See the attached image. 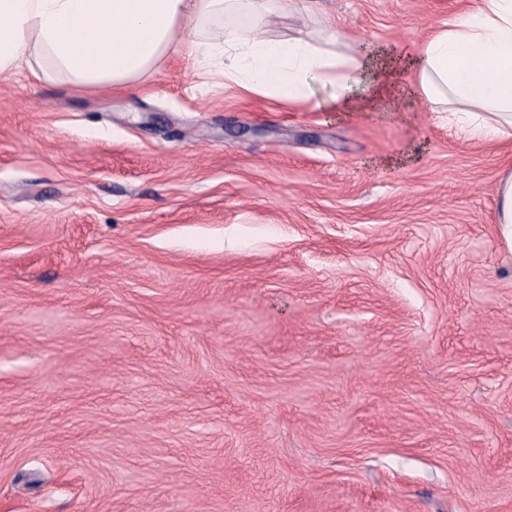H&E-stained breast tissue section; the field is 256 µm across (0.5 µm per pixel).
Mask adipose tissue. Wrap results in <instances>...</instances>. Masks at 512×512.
Returning <instances> with one entry per match:
<instances>
[{
    "mask_svg": "<svg viewBox=\"0 0 512 512\" xmlns=\"http://www.w3.org/2000/svg\"><path fill=\"white\" fill-rule=\"evenodd\" d=\"M313 0H0V75L28 70L79 88L117 89L183 51L211 60L242 94L338 113L395 117L406 98L459 115L488 141L512 137V0H474L414 48L352 41L343 50L301 37L273 40V13L313 11ZM236 16L222 40L202 42V19Z\"/></svg>",
    "mask_w": 512,
    "mask_h": 512,
    "instance_id": "adipose-tissue-1",
    "label": "adipose tissue"
}]
</instances>
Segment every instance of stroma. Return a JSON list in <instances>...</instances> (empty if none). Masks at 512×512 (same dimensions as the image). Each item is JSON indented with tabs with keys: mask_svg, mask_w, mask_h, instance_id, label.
I'll list each match as a JSON object with an SVG mask.
<instances>
[{
	"mask_svg": "<svg viewBox=\"0 0 512 512\" xmlns=\"http://www.w3.org/2000/svg\"><path fill=\"white\" fill-rule=\"evenodd\" d=\"M469 0L268 37L420 42ZM0 77V512H512V140ZM497 207L495 224L505 247L512 251V165H506L496 182Z\"/></svg>",
	"mask_w": 512,
	"mask_h": 512,
	"instance_id": "35a3bbf8",
	"label": "stroma"
}]
</instances>
